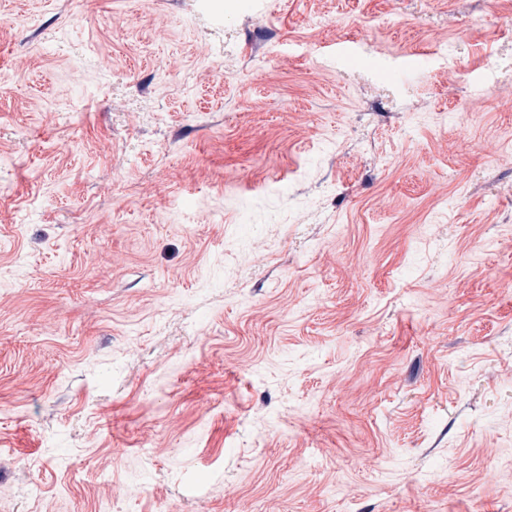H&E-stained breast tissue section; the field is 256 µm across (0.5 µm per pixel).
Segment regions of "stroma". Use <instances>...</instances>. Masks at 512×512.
I'll return each mask as SVG.
<instances>
[{"instance_id":"35a3bbf8","label":"stroma","mask_w":512,"mask_h":512,"mask_svg":"<svg viewBox=\"0 0 512 512\" xmlns=\"http://www.w3.org/2000/svg\"><path fill=\"white\" fill-rule=\"evenodd\" d=\"M510 17L0 0V512H512Z\"/></svg>"}]
</instances>
